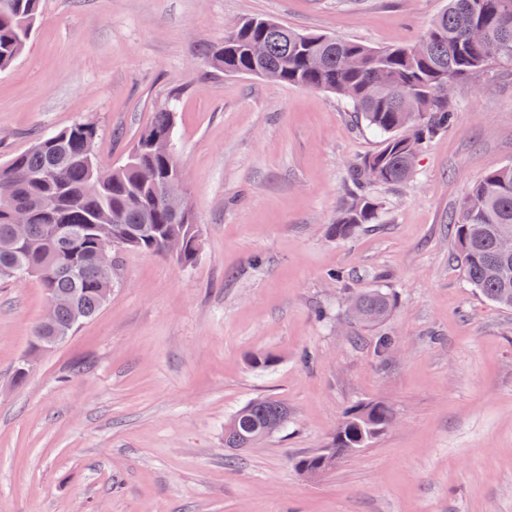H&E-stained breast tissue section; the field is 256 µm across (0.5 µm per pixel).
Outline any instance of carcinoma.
<instances>
[{
    "instance_id": "carcinoma-1",
    "label": "carcinoma",
    "mask_w": 512,
    "mask_h": 512,
    "mask_svg": "<svg viewBox=\"0 0 512 512\" xmlns=\"http://www.w3.org/2000/svg\"><path fill=\"white\" fill-rule=\"evenodd\" d=\"M507 9L512 11V0H448L417 41L387 48L302 33L254 17L231 27L211 60L229 73L332 92L360 123L385 136L377 151L349 171L350 202L329 228L332 236L344 239L364 224L378 223L381 202L370 187L409 180L423 145L453 124L456 112L448 104V88L495 67L512 68ZM39 14L40 0H0L1 71L21 54ZM256 42L264 44V55L252 53ZM175 126L172 108L155 113L126 161L108 172L98 164L97 128L90 123L58 130L0 165V278L23 272L38 282L44 300L59 299L53 325L33 327L32 339L42 347H54L104 306L112 281L98 268L101 242L123 238L129 250L165 257V241L175 240L183 248L176 261L183 267L195 264L199 240L193 213L188 208L172 214L166 197V185L179 165L165 144ZM145 166L158 172L156 183L142 180ZM15 209L27 215L21 232L14 226ZM57 225L79 232L74 247L54 245ZM451 230L471 285L494 304L512 308V254L498 249L500 240L512 236L511 164L470 187L451 218ZM354 303L366 323L384 320L393 308L389 294L380 289L358 295ZM392 418V408L383 402L346 411L327 444L339 455L325 471L349 449L367 447ZM274 420L288 421L281 401L261 398L246 404L225 423L224 447H251Z\"/></svg>"
}]
</instances>
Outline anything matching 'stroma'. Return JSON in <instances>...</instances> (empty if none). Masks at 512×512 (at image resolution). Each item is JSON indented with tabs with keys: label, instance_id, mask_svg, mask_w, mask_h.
Listing matches in <instances>:
<instances>
[{
	"label": "stroma",
	"instance_id": "obj_1",
	"mask_svg": "<svg viewBox=\"0 0 512 512\" xmlns=\"http://www.w3.org/2000/svg\"><path fill=\"white\" fill-rule=\"evenodd\" d=\"M446 0H42L0 71V162L76 122L100 162H123L155 112L177 106L193 267L130 251L104 308L30 352L38 283L0 280V512H512V309L471 288L448 230L469 187L512 163V72L459 81L457 119L406 184L374 189L378 223L337 239L351 164L379 142L334 93L208 62L261 15L385 47L414 42ZM343 271L344 282L331 275ZM379 288L381 324L348 315ZM390 353L377 352L381 335ZM276 355L257 368L253 355ZM285 429L224 446L254 398ZM388 404L395 424L309 480L296 460L344 413Z\"/></svg>",
	"mask_w": 512,
	"mask_h": 512
}]
</instances>
